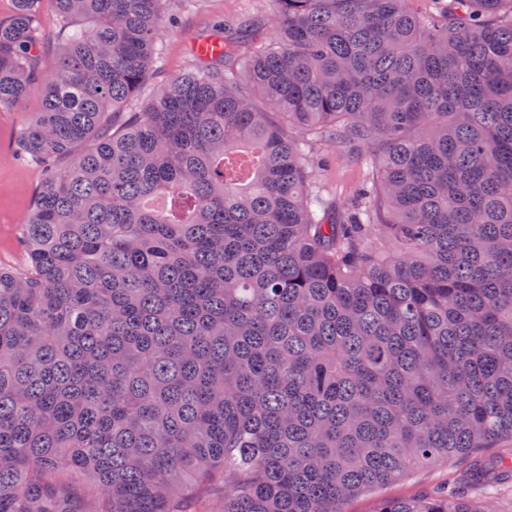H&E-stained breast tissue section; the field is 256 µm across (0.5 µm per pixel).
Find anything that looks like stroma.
<instances>
[{"instance_id":"1","label":"stroma","mask_w":512,"mask_h":512,"mask_svg":"<svg viewBox=\"0 0 512 512\" xmlns=\"http://www.w3.org/2000/svg\"><path fill=\"white\" fill-rule=\"evenodd\" d=\"M162 11L174 17L160 39L161 54L154 76L135 100L134 111L145 109L157 84L190 70L195 64L193 42L224 26L237 35L253 19L273 33L276 20L268 0H164ZM25 113L0 112V263L22 270L27 266L22 229L32 210L42 178L39 161L17 151ZM317 178L325 185L333 211L344 210L366 177L356 154L338 144L319 143L314 150ZM457 468L441 462L414 469L389 484L362 492L346 505V512H377L382 500L410 499L455 485Z\"/></svg>"}]
</instances>
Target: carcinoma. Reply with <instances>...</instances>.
<instances>
[{
    "instance_id": "cac0c4a2",
    "label": "carcinoma",
    "mask_w": 512,
    "mask_h": 512,
    "mask_svg": "<svg viewBox=\"0 0 512 512\" xmlns=\"http://www.w3.org/2000/svg\"><path fill=\"white\" fill-rule=\"evenodd\" d=\"M162 2L0 20V112L39 88L42 164L29 266L0 265V512H345L512 444V0H270L273 43L221 32L131 112ZM310 133L368 151L340 217ZM40 14L39 41L42 50V65L51 66L58 54L61 22L56 14L46 7L40 11ZM457 473L455 464L445 462L416 468L385 486L356 495L347 503L346 511L375 512L384 499H410L455 486Z\"/></svg>"
}]
</instances>
